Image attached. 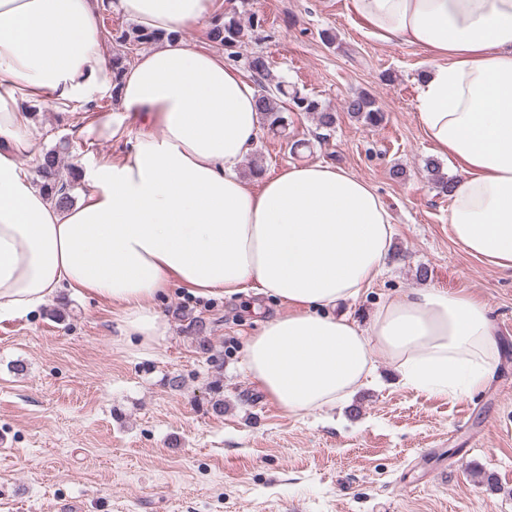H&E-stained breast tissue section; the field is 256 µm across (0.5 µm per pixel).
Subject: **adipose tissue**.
<instances>
[{
  "label": "adipose tissue",
  "mask_w": 512,
  "mask_h": 512,
  "mask_svg": "<svg viewBox=\"0 0 512 512\" xmlns=\"http://www.w3.org/2000/svg\"><path fill=\"white\" fill-rule=\"evenodd\" d=\"M142 27L171 33L216 0H119ZM363 31L428 59L417 111L461 176L452 240L512 269V0H347ZM95 0H0V320L38 312L65 289L116 308L121 339L151 346L169 324L156 303L177 284L200 297H272L284 314L245 342V373L291 414L354 395L384 354L410 388L469 396L498 364L494 321L473 293L418 288L386 299L368 328L340 303L382 273L394 234L376 189L328 163L290 164L252 184L254 85L223 57L167 40L123 74L119 103L76 116L88 142L129 140L85 170L62 208L24 166L29 104L66 107L112 87ZM137 136H130V127Z\"/></svg>",
  "instance_id": "ef3b65f1"
}]
</instances>
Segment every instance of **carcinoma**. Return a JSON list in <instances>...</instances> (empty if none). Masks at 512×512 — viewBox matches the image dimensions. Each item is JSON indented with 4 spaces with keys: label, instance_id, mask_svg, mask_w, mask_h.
I'll list each match as a JSON object with an SVG mask.
<instances>
[{
    "label": "carcinoma",
    "instance_id": "obj_1",
    "mask_svg": "<svg viewBox=\"0 0 512 512\" xmlns=\"http://www.w3.org/2000/svg\"><path fill=\"white\" fill-rule=\"evenodd\" d=\"M265 23L264 18L252 16L249 25H242L236 9H231L214 16L207 31V38L229 51L228 57L236 60L240 56L238 49L247 45L253 34ZM116 40L139 46L160 41L163 34L151 31L141 26L122 29L114 34ZM129 60L125 55L112 57V100H118L122 83V75L127 68ZM246 66L252 73L257 86L256 103L260 122L274 134H282L288 126L286 112L292 109L296 112H307L316 116L318 126L331 129L336 123V113L323 106L317 99L301 94L300 91L288 90L283 82L271 84L269 79V64L266 56L260 52H252L246 56ZM348 114L370 127L381 125L385 116L376 100L371 96L358 93L345 102ZM59 151L49 150L40 156L36 172L40 178V186L47 195L60 207L72 205L70 195L71 183L59 177ZM428 173L439 188V191L448 195L452 192L453 181L440 174L438 164L430 160L426 164Z\"/></svg>",
    "mask_w": 512,
    "mask_h": 512
}]
</instances>
